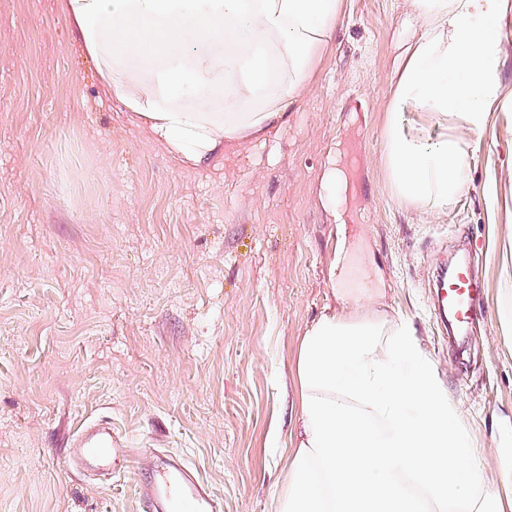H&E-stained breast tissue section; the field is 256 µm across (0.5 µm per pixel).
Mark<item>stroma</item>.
Returning a JSON list of instances; mask_svg holds the SVG:
<instances>
[{
    "instance_id": "obj_1",
    "label": "stroma",
    "mask_w": 512,
    "mask_h": 512,
    "mask_svg": "<svg viewBox=\"0 0 512 512\" xmlns=\"http://www.w3.org/2000/svg\"><path fill=\"white\" fill-rule=\"evenodd\" d=\"M60 4L0 0V512H139L134 479L57 462L99 418L182 457L224 512H271L298 341L346 288L412 324L476 447L512 445V0L464 190L429 218L384 163L413 0H344L286 120L202 167L103 94ZM466 241L486 316L457 354L431 285Z\"/></svg>"
}]
</instances>
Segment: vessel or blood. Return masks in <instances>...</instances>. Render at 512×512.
Listing matches in <instances>:
<instances>
[{
    "label": "vessel or blood",
    "mask_w": 512,
    "mask_h": 512,
    "mask_svg": "<svg viewBox=\"0 0 512 512\" xmlns=\"http://www.w3.org/2000/svg\"><path fill=\"white\" fill-rule=\"evenodd\" d=\"M435 308L467 328L482 312L485 285L469 265L459 264L438 281ZM142 454L129 448L112 423L97 419L82 424L60 455L64 468L80 464L87 472L138 478L140 512H222L224 501L181 458L153 454L150 469L141 466Z\"/></svg>",
    "instance_id": "b4317fda"
}]
</instances>
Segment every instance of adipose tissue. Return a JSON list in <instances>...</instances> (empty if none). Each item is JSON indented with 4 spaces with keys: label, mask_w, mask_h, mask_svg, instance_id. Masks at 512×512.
Wrapping results in <instances>:
<instances>
[{
    "label": "adipose tissue",
    "mask_w": 512,
    "mask_h": 512,
    "mask_svg": "<svg viewBox=\"0 0 512 512\" xmlns=\"http://www.w3.org/2000/svg\"><path fill=\"white\" fill-rule=\"evenodd\" d=\"M503 0H415L419 38L386 114L393 191L425 216L455 201L498 97ZM343 0H66L75 38L131 120L181 162L262 138L318 72ZM223 104L220 112L211 103ZM448 123L436 139L407 111ZM323 312L295 358L298 413L273 512H512V448L484 456L413 327L377 311Z\"/></svg>",
    "instance_id": "ef3b65f1"
}]
</instances>
